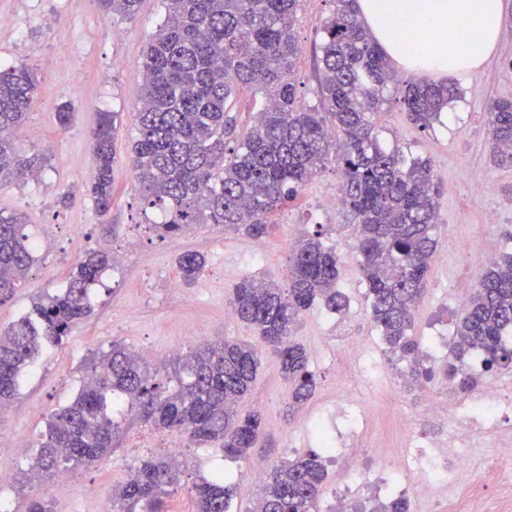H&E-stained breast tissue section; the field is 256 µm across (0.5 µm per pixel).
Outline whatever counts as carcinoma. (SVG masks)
Here are the masks:
<instances>
[{"label": "carcinoma", "instance_id": "1", "mask_svg": "<svg viewBox=\"0 0 512 512\" xmlns=\"http://www.w3.org/2000/svg\"><path fill=\"white\" fill-rule=\"evenodd\" d=\"M300 0H163L165 18L141 61L143 87L135 120L133 167L144 208L161 211L160 236L195 224H218L248 237L267 234L269 218L289 205L325 167L330 152L343 173L342 203L356 226L359 268L372 321L387 352L416 358L411 331L436 251V190L430 164L378 143L374 116L393 97L422 129L433 127L460 97L447 82L399 81L382 48L359 18L354 0H333L322 24L318 108L299 105L292 30ZM106 13L135 18L141 0H99ZM40 82L24 63L0 69V186L37 173L42 159L23 154L26 117ZM244 89L262 95L264 109L244 130L232 112ZM494 158L512 166V99L488 105ZM117 112L97 114L93 170L87 189L99 216L112 209V141ZM344 141L336 145V136ZM17 214L0 212V302L13 294L37 260L36 245ZM339 257L309 235L295 246L285 286L245 279L235 287V315L250 324L292 384L290 408L316 387L307 350L292 340L300 316L318 301L333 313L348 302L337 288ZM191 282L205 257L177 259ZM112 267V255L90 250L69 272L65 288L37 295L29 311L0 330V409L19 394L21 373L39 352L62 343L92 309L90 291ZM512 254L481 273L455 325L451 361L443 369L457 389L477 388L482 373L464 371L474 351L483 373L512 365ZM166 376L127 346L114 342L83 364V380L68 404L51 412L37 439L31 472L38 483L71 465H92L117 447L128 405L155 429L194 445L217 444L224 455L247 457L262 432L257 412L236 403L251 391L261 357L237 340L202 342L174 360ZM308 452L264 471L251 512H319L326 467ZM170 456L144 459L112 489V512H168L165 496L179 482ZM195 512H228L234 494L221 472L193 485Z\"/></svg>", "mask_w": 512, "mask_h": 512}]
</instances>
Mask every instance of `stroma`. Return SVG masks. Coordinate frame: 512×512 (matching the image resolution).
<instances>
[{
	"label": "stroma",
	"mask_w": 512,
	"mask_h": 512,
	"mask_svg": "<svg viewBox=\"0 0 512 512\" xmlns=\"http://www.w3.org/2000/svg\"><path fill=\"white\" fill-rule=\"evenodd\" d=\"M332 8L331 0H302L294 22L300 47L297 87L307 108L320 105L316 55L321 23ZM164 14L161 0H142L132 20L104 13L97 0H0V16L14 22L13 31L0 32V68L25 63L41 82L38 100L27 115L23 146L44 158L36 177L0 186V212L22 215L39 244L38 258L25 279L0 303V328L17 322L35 295L64 288L70 268L85 252L125 254L122 268L106 272L94 285L93 314L62 346L44 351L21 378L19 396L8 408V423L0 427V467L12 473L11 482L0 488V501L8 503L10 512H26L29 506L36 440L50 411L77 393L85 357L118 341L164 368L173 360L171 347H188L199 333L255 341L251 327L224 314L235 284L245 278L285 284L295 243L317 230L341 258L338 286L349 307L335 314L315 305L293 333L316 375L314 394L289 408L291 386L274 356L265 354L251 393L239 405L241 412L256 411L263 419L249 459L227 457L216 445L187 446L180 483L167 498L170 512H193L189 488L218 469L229 474L236 487L231 512H251L259 494L253 461L270 465L318 449L316 429L325 412H338L344 419L363 410L368 427L340 445L327 465L323 492L331 494L337 470L353 465L390 470L404 448L410 421H417L423 438L440 437L444 421L423 415L430 402L448 414L465 399L440 372L448 360L444 354L429 361L434 372L430 379L394 382L379 366L360 376L363 360L380 359L387 352L371 319L354 226L342 209L328 205L339 197L343 181L336 163H327L286 210L272 216L266 236L249 238L198 224L184 234L160 237L153 214L142 208L131 147L143 83L142 51ZM504 17L495 52L484 67L460 82L463 96L449 107L443 123L421 129L393 100L375 119L381 143L429 160L439 188L437 251L443 260L433 264L415 312L412 334L419 340L455 323L451 306L456 283L476 278L481 271L463 257L460 240H476L499 257L512 253V167L493 160L485 109L488 100L512 99V0H504ZM64 103L74 112L65 129L57 121ZM100 112L121 117L112 143V210L104 218L86 193L93 167L91 134ZM187 251L206 259L190 283L183 282L177 266L178 256ZM172 280L179 282L178 292L170 291ZM346 329L364 337L362 358L350 355L338 340ZM177 440V435L128 420L121 444L110 456L92 466L70 468L69 482L49 481L52 512H95L98 498L111 497L141 458L167 452ZM438 507V512H512V460L499 465L481 500L471 501L466 485L459 483L450 500L440 501Z\"/></svg>",
	"instance_id": "obj_1"
}]
</instances>
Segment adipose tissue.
<instances>
[{"mask_svg": "<svg viewBox=\"0 0 512 512\" xmlns=\"http://www.w3.org/2000/svg\"><path fill=\"white\" fill-rule=\"evenodd\" d=\"M372 38L400 70L426 78L480 69L503 34V0H356ZM476 28L462 39L460 25Z\"/></svg>", "mask_w": 512, "mask_h": 512, "instance_id": "adipose-tissue-1", "label": "adipose tissue"}]
</instances>
